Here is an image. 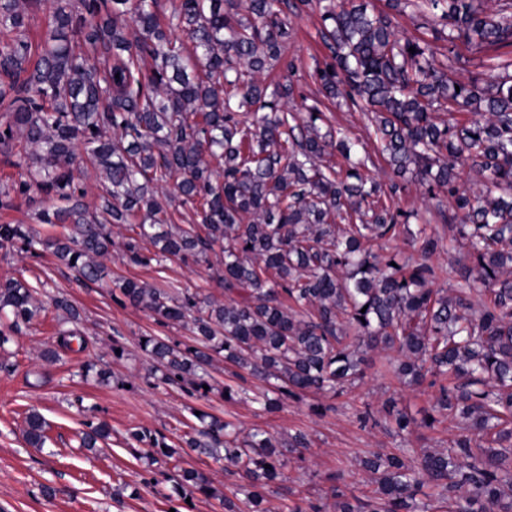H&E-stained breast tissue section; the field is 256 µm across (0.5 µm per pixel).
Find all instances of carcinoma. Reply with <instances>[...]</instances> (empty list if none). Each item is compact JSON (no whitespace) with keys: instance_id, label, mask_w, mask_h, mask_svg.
I'll use <instances>...</instances> for the list:
<instances>
[{"instance_id":"carcinoma-1","label":"carcinoma","mask_w":512,"mask_h":512,"mask_svg":"<svg viewBox=\"0 0 512 512\" xmlns=\"http://www.w3.org/2000/svg\"><path fill=\"white\" fill-rule=\"evenodd\" d=\"M315 6L328 54L302 113L291 106L294 84L266 77L278 64L293 68L284 44L293 19ZM156 7L51 0L50 29L34 48L19 0H0V27L16 32L0 46V107L9 113L0 146L20 136L35 149L21 157L35 172L17 192H37L39 222L62 228L44 242L26 224H0V244L27 252L44 244L95 283L120 224L128 235L118 246L131 265L207 264L224 287L222 302L167 281L115 282L119 303L193 334L184 347L152 335L140 343L151 376L190 397L215 390L209 368L218 357L238 369L239 383L220 389L224 399L273 412L309 393L339 397L362 378L368 353L397 352L376 373L428 379L436 393L419 419L386 404L385 431L403 438L458 415L468 432L446 448L407 442L363 452L359 467L373 495L363 500L334 485L333 512H512V59L489 80L457 81L439 58L443 48L457 55L460 43L511 55L512 0L495 10L483 0H388L399 15L431 17L430 40L400 35L390 13L357 0H179L164 19ZM336 103L370 114L374 127L373 153L345 170L321 163L333 149L350 160L352 143L324 112ZM374 155L424 188L448 222V246L465 251L455 287H435L432 257L445 245L426 224L409 257L367 247L400 237L410 217L386 203L397 183L362 173ZM86 161L103 178L93 210L74 183ZM462 172L482 191L460 189ZM178 204L197 222L177 224ZM217 246L224 258L215 266ZM35 294L24 280L0 283V315L12 316L0 347L43 309ZM86 347L78 331L62 328L43 359ZM250 378L264 388H250ZM196 419L185 444L224 463L243 505L183 466L165 437L145 430L131 438L173 464L176 494L199 492L224 512H266L286 455L307 447L306 435L284 443L261 429L243 435L206 412ZM26 424L27 443L44 447L42 416L31 412ZM85 425V448L108 436L103 424ZM426 485L432 493L420 502Z\"/></svg>"}]
</instances>
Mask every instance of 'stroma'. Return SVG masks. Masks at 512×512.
<instances>
[{"label":"stroma","mask_w":512,"mask_h":512,"mask_svg":"<svg viewBox=\"0 0 512 512\" xmlns=\"http://www.w3.org/2000/svg\"><path fill=\"white\" fill-rule=\"evenodd\" d=\"M319 11L296 20L285 45V57L295 68L274 70L270 81L289 77L301 96L295 106L317 91L314 71L324 61ZM394 206L410 212V224H428L441 237L448 225L425 200L415 184H405L392 198ZM107 275L99 283H86L58 264L48 250L31 254L16 245L0 246V281L21 278L38 288L43 312L30 325L14 333L0 351V512H224L218 500L201 494L190 498L173 491L172 468L153 463L143 446L133 445L131 434L146 428L164 435L170 445L196 423L192 409L234 422L242 431L261 428L277 439L302 432L308 445L288 454L287 463L266 496L267 512H282L285 503L325 507L327 492L338 472L346 474V491L361 497L372 489L357 459L370 448H396L398 437L381 428L361 429L354 421L363 403L376 405L396 400L398 407L419 415L432 403L428 385L409 387L398 379L379 376L366 366L362 380L339 397L311 394L289 401L287 408L268 413L257 405L227 401L220 386L235 384L233 366L215 361L210 369L214 392L202 398L187 396L176 387L147 377L148 357L140 350L144 336H161L187 344L184 328L163 327L145 310L122 305L112 297L113 282L120 277L148 283L167 280L183 288L223 299V288L209 277L205 265L172 260L163 266L127 265L120 252L105 258ZM67 297L80 311L75 328L87 341L81 353L60 351L58 361L44 364L39 354L54 346L64 319L52 304L53 297ZM125 348L123 357L112 355L113 343ZM326 405L325 415L311 412L313 404ZM93 408L96 421L111 430L99 451L80 446L83 411ZM38 411L48 424L43 448L30 447L25 439L26 417Z\"/></svg>","instance_id":"stroma-1"}]
</instances>
